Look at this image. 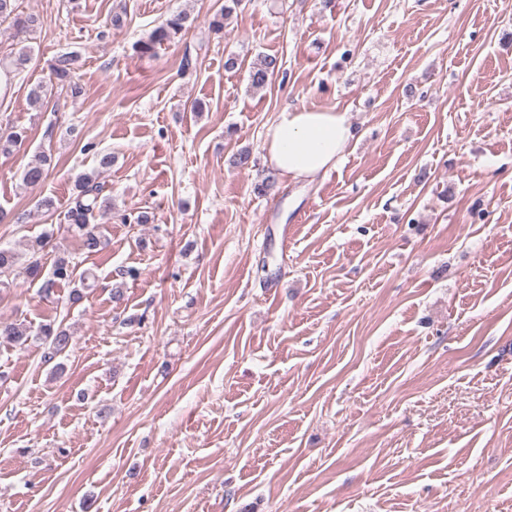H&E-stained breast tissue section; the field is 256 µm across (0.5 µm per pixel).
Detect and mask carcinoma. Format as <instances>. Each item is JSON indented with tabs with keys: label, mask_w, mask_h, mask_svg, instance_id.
<instances>
[{
	"label": "carcinoma",
	"mask_w": 512,
	"mask_h": 512,
	"mask_svg": "<svg viewBox=\"0 0 512 512\" xmlns=\"http://www.w3.org/2000/svg\"><path fill=\"white\" fill-rule=\"evenodd\" d=\"M239 0H227L214 14L210 22L211 29L219 32L224 29V19L228 18ZM16 0H0V20L13 19V25L21 32H30L40 24V17L36 14L21 15L16 13ZM193 20L185 12H178L164 23L156 27L147 39L138 42L135 50L142 56H151L156 53L157 47L174 40L191 28ZM31 62V48L22 47L7 64H0L6 78L23 71ZM82 67L81 57L75 53H64L57 56L50 65L51 79L70 91L71 96L77 98L82 95V86L75 81L77 71ZM282 68L277 57L267 55L258 58L249 68L248 80L250 88L261 91L268 87L278 76ZM27 138V129L11 126L8 132L0 135V152L8 153L11 148ZM114 156L106 151L96 152V166L89 172L77 176L74 183V192L70 206L63 213L66 231L78 238L81 248L86 254H95L103 249L106 238L101 226L96 223L97 218L107 215L112 210L111 198L103 195L104 185L99 181L101 173L112 168ZM50 165V155L46 152L37 154L27 165L23 174V183L36 185L47 174ZM53 234L47 232L32 246L28 259L12 249L0 248V288L9 287L7 278L11 275L25 274L34 280L41 274L42 266L38 254L52 240ZM93 277L89 271L77 272V264L71 257L60 254L56 256L51 277L44 280L40 290L45 297L51 296L59 284L80 283V287L72 291V300L81 298L80 288H88V280ZM31 340H39L44 346V360L52 361L64 354L72 342L68 329L53 322L43 323L38 327L23 322L0 323V345L24 346Z\"/></svg>",
	"instance_id": "obj_1"
}]
</instances>
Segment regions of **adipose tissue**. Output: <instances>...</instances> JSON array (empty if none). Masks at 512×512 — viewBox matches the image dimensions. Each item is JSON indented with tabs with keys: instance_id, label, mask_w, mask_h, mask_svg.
Here are the masks:
<instances>
[{
	"instance_id": "ef3b65f1",
	"label": "adipose tissue",
	"mask_w": 512,
	"mask_h": 512,
	"mask_svg": "<svg viewBox=\"0 0 512 512\" xmlns=\"http://www.w3.org/2000/svg\"><path fill=\"white\" fill-rule=\"evenodd\" d=\"M355 138L346 113L287 108L266 130L265 160L280 174L311 181L334 168Z\"/></svg>"
}]
</instances>
